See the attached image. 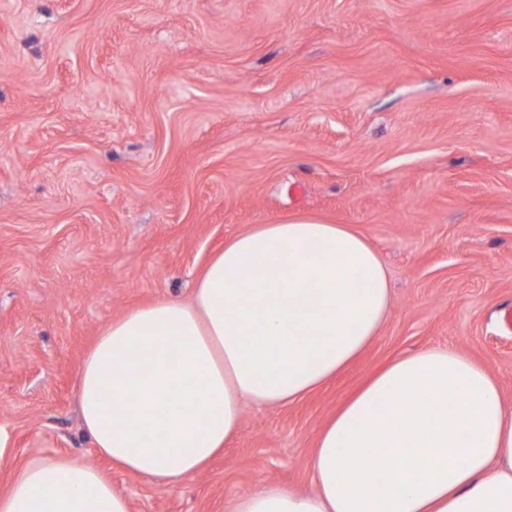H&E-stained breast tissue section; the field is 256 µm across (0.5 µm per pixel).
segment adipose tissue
Masks as SVG:
<instances>
[{
	"mask_svg": "<svg viewBox=\"0 0 512 512\" xmlns=\"http://www.w3.org/2000/svg\"><path fill=\"white\" fill-rule=\"evenodd\" d=\"M391 307L387 270L345 224L294 217L225 243L190 299H160L106 326L80 364L93 448L167 484L202 471L236 435L244 401L283 406L355 361ZM316 489L267 483L233 512H512V411L496 379L451 349L396 358L329 418ZM0 512H130L93 466H26Z\"/></svg>",
	"mask_w": 512,
	"mask_h": 512,
	"instance_id": "1",
	"label": "adipose tissue"
}]
</instances>
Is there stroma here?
Instances as JSON below:
<instances>
[{"label":"stroma","instance_id":"stroma-1","mask_svg":"<svg viewBox=\"0 0 512 512\" xmlns=\"http://www.w3.org/2000/svg\"><path fill=\"white\" fill-rule=\"evenodd\" d=\"M294 215L379 252L378 335L304 399L245 404L178 484L110 467L75 400L95 338ZM510 311L512 0H0V494L60 458L131 512L313 491L325 422L395 357L455 349L512 407Z\"/></svg>","mask_w":512,"mask_h":512}]
</instances>
